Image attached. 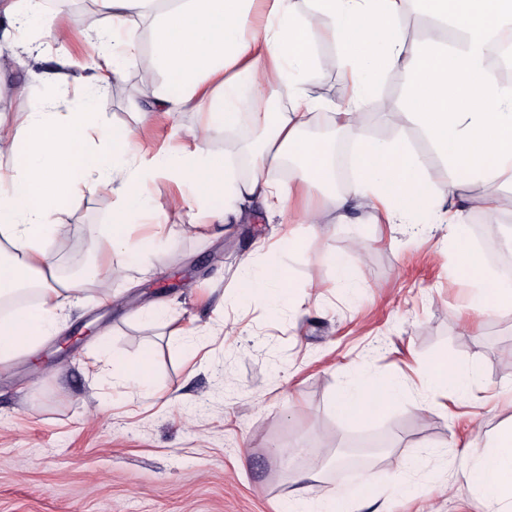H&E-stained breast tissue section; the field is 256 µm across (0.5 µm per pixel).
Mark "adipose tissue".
I'll list each match as a JSON object with an SVG mask.
<instances>
[{"instance_id": "adipose-tissue-1", "label": "adipose tissue", "mask_w": 512, "mask_h": 512, "mask_svg": "<svg viewBox=\"0 0 512 512\" xmlns=\"http://www.w3.org/2000/svg\"><path fill=\"white\" fill-rule=\"evenodd\" d=\"M97 2L112 23L98 35L100 63L82 79L88 97L104 94L122 78L120 51L135 38L129 22L148 17L152 41L146 66L166 75L153 111L170 115L197 109L212 121L193 131L194 150L156 165L144 160L138 132L126 125L106 131L107 155L91 153L85 146L93 123L89 111L64 116L46 104L12 122L0 114V239L9 245L8 260L0 261V301L30 287L37 290L34 302L0 312V363L34 351L54 335L67 311L82 300L89 277L112 272L113 253L124 252L133 261L145 251L162 257L168 242L164 225H153L140 241L132 239L139 219L154 210L146 193L150 182L162 177L189 188L193 201L219 223L227 207L255 196L284 213L291 209V196L269 182L264 171L287 160L301 190L325 192L342 223L356 201L386 224H414L432 208H444V238L477 305L490 314L512 312V288L500 287L486 269L469 242L465 213L455 205L461 184L512 186V83L501 82L488 65L495 35L512 27V0H416L437 29L423 41L408 40L403 31L405 0H312L327 25L322 35L337 47L352 90L348 101L336 107L306 86L307 77L328 62L316 48L322 35L294 0ZM0 16L20 28L40 21L60 41L80 38L76 32H59L41 0H0ZM450 27L456 30L452 44L441 36ZM395 72L403 78L405 94L389 121L421 130L451 173L441 184H433L407 141L365 134L366 103L381 80ZM283 97L287 111L254 113V123L268 128L270 137L251 180L236 183L226 161L206 151V143L215 128L238 126L250 100ZM329 107L356 146L354 176L341 190L331 147L304 134L311 113ZM102 192L121 196L123 204L111 223L91 230L97 252L91 274L60 277L48 246L54 218L78 197ZM243 290L258 304L284 302L290 280L274 262L246 278ZM424 380L429 390L466 398L478 376L439 356L425 368ZM402 394L399 382L359 376L334 396L332 405L347 422L364 413L382 414ZM467 481L487 501L488 512H512V425L499 429L476 454Z\"/></svg>"}]
</instances>
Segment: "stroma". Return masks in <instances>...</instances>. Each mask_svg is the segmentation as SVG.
<instances>
[{
  "label": "stroma",
  "mask_w": 512,
  "mask_h": 512,
  "mask_svg": "<svg viewBox=\"0 0 512 512\" xmlns=\"http://www.w3.org/2000/svg\"><path fill=\"white\" fill-rule=\"evenodd\" d=\"M131 27L135 48L123 80L96 103L92 148L101 147V129L124 124L145 130L150 155L193 149L190 132L204 113L141 114L165 75L137 80L152 30L139 18ZM94 57L91 45L62 44L35 27L18 40L0 27V97L14 114L48 99L76 111L79 94L56 75H82ZM403 99L401 78L387 75L366 133L409 141L441 183V160L418 128L384 120ZM265 137L252 128L232 140L220 129L206 147L245 181ZM148 190L170 238L163 264L148 253L135 262L113 255L115 274L93 283L58 336L0 365V512H282L294 493L317 503L366 479L373 501L354 512H484L465 483L464 457L512 423V313H482L440 232L376 224L364 209L357 223H337L320 191L299 202L325 212L313 231L260 201L227 224L200 216L193 231L167 205L173 184L159 179ZM120 207L116 195L88 194L58 214L59 264L70 260L65 239L86 244L92 225L111 223ZM334 254L349 257L354 287L337 281ZM273 257L290 274L291 295L263 308L240 283ZM313 285L320 301L307 297ZM152 303L173 322L142 316ZM90 326L108 330L107 355L132 361L152 348L155 396L130 398L125 380L88 372ZM444 354L478 369L470 399L426 391L422 368ZM359 371L402 380L405 394L379 417L343 424L331 402ZM370 436L376 460L338 473L341 451Z\"/></svg>",
  "instance_id": "obj_1"
}]
</instances>
